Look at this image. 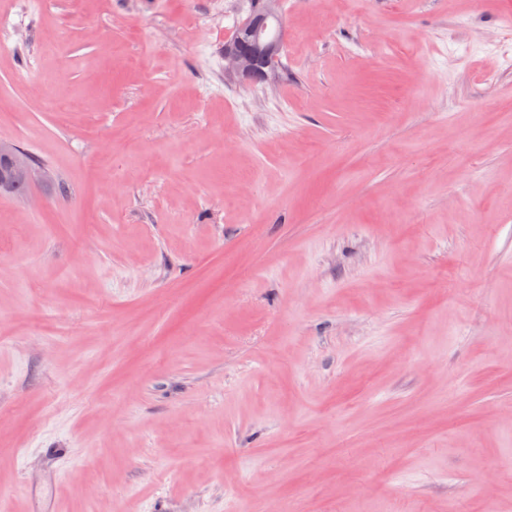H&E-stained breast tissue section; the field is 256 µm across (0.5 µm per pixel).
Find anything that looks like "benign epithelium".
I'll list each match as a JSON object with an SVG mask.
<instances>
[{
  "label": "benign epithelium",
  "mask_w": 512,
  "mask_h": 512,
  "mask_svg": "<svg viewBox=\"0 0 512 512\" xmlns=\"http://www.w3.org/2000/svg\"><path fill=\"white\" fill-rule=\"evenodd\" d=\"M282 28L277 0H269L263 12L248 15L238 25L230 43L224 46L225 73L244 84L266 81L282 50V37L278 36ZM0 161L3 162L0 187L7 183V170L31 186L53 182L49 169L9 141H0Z\"/></svg>",
  "instance_id": "7a95c632"
}]
</instances>
